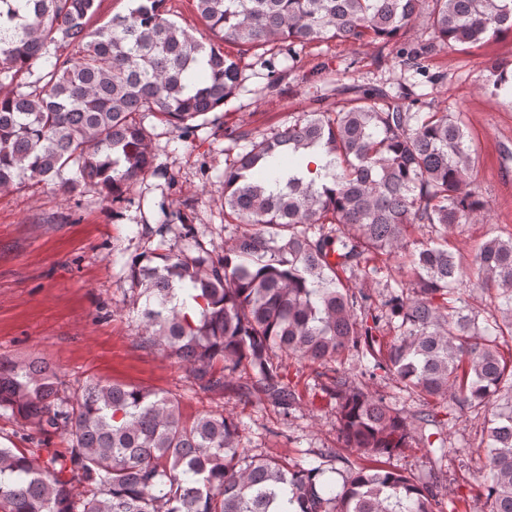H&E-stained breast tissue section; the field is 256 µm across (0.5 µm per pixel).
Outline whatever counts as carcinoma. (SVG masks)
<instances>
[{"label": "carcinoma", "mask_w": 512, "mask_h": 512, "mask_svg": "<svg viewBox=\"0 0 512 512\" xmlns=\"http://www.w3.org/2000/svg\"><path fill=\"white\" fill-rule=\"evenodd\" d=\"M193 3L203 32L167 18L166 0H133L102 24L101 0H0V193L34 180L121 202L156 171L145 116L188 138L245 89L226 42L255 51L252 66L273 83L269 43L295 65L311 42L391 41L401 69L423 75L438 48L512 33V0ZM419 20L432 41L394 42ZM69 45L78 53L64 58ZM37 63V79L22 81ZM483 72L494 91L512 92L507 64L488 60ZM238 139L242 152L224 168V221L246 231L222 256L196 239L194 255L129 262L142 335L204 393L231 383L225 371H241L246 394L288 406L295 397L282 358L324 368L340 437L372 464L345 474L326 467L333 452L305 464L253 455L240 422L222 411L185 417L167 396L97 379L71 393L44 360L0 359V411L39 434L69 435L45 458L39 448L0 446V512H287L286 503L297 512H459V496L443 506L444 439L425 433L437 413H421L414 434L362 382L380 373L461 412L495 405L480 495L489 512H512V358L500 351L512 343V234L489 237L467 262L448 249V229L487 207L459 113L431 108L398 82ZM312 150L327 161L306 178L301 158ZM400 251L412 288L372 263ZM469 282L501 318L464 296ZM345 356L358 373L333 366ZM414 443L433 456V477L379 464Z\"/></svg>", "instance_id": "cac0c4a2"}]
</instances>
